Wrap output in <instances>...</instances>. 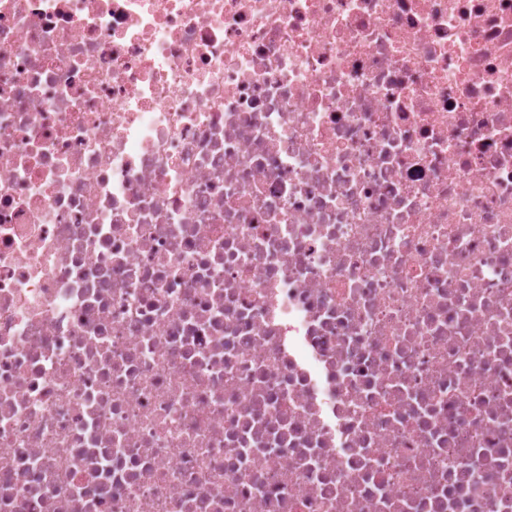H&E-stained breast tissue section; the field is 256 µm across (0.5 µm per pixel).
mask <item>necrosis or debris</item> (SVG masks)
Listing matches in <instances>:
<instances>
[{
	"label": "necrosis or debris",
	"mask_w": 512,
	"mask_h": 512,
	"mask_svg": "<svg viewBox=\"0 0 512 512\" xmlns=\"http://www.w3.org/2000/svg\"><path fill=\"white\" fill-rule=\"evenodd\" d=\"M0 512H512V0H0Z\"/></svg>",
	"instance_id": "1"
}]
</instances>
